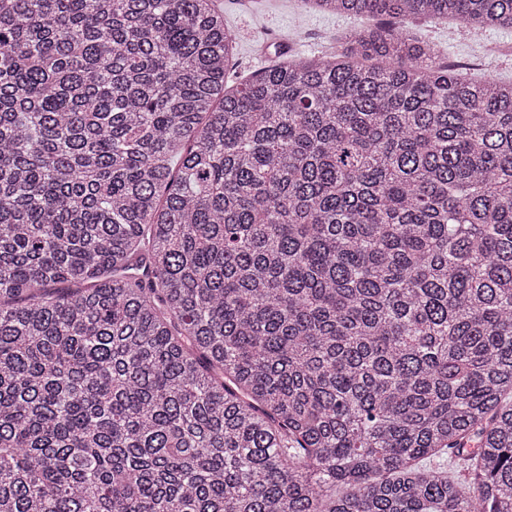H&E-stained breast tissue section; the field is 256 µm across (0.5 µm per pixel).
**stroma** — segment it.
<instances>
[{
	"mask_svg": "<svg viewBox=\"0 0 512 512\" xmlns=\"http://www.w3.org/2000/svg\"><path fill=\"white\" fill-rule=\"evenodd\" d=\"M224 20L239 36L238 76L268 66L275 53L306 56L330 52L362 19L303 8L300 0H224ZM419 38L434 42L443 61L512 80V28L486 27L458 37L444 20L415 25Z\"/></svg>",
	"mask_w": 512,
	"mask_h": 512,
	"instance_id": "1",
	"label": "stroma"
}]
</instances>
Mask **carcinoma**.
Listing matches in <instances>:
<instances>
[{"label": "carcinoma", "instance_id": "carcinoma-1", "mask_svg": "<svg viewBox=\"0 0 512 512\" xmlns=\"http://www.w3.org/2000/svg\"><path fill=\"white\" fill-rule=\"evenodd\" d=\"M301 3L0 0V512H512V0ZM224 20L239 36V77L264 68L275 52L299 57L314 52H330L340 47L345 33L363 28L366 23L346 14L320 13L303 9L300 0H222ZM252 1V2H247ZM288 42V50L283 43ZM419 38L429 39L443 61L512 80V28L485 27L467 38L458 37L445 20L407 24Z\"/></svg>", "mask_w": 512, "mask_h": 512}]
</instances>
